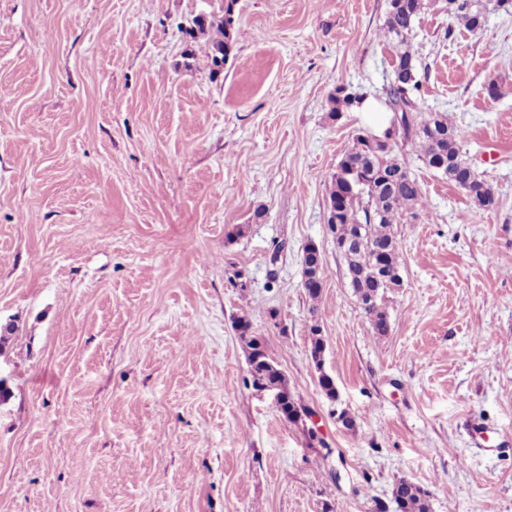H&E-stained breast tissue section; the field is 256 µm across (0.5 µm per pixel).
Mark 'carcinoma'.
Wrapping results in <instances>:
<instances>
[{
  "instance_id": "obj_1",
  "label": "carcinoma",
  "mask_w": 512,
  "mask_h": 512,
  "mask_svg": "<svg viewBox=\"0 0 512 512\" xmlns=\"http://www.w3.org/2000/svg\"><path fill=\"white\" fill-rule=\"evenodd\" d=\"M238 0H224V15L218 20L196 17L193 24L200 32L215 30L208 59L211 71H223L234 49V18ZM423 0H389L384 23V37L394 48L393 64L403 69L404 78L398 83L384 84L379 100L393 112L396 122L393 141L386 146L360 134L356 143L336 166L330 181L326 220L336 240V250L346 261L353 293L367 316L373 336L387 335L388 304L392 295L403 286L399 255L401 244L392 227L406 214L418 217L427 209V201L419 181L406 163L395 154L399 144H409L418 152V159L429 169L438 170L445 164L442 175L483 210H493L498 199L468 157L458 128L448 122L443 112L424 108L422 81L416 57L410 48L415 21ZM448 15L470 30H477V19L486 18L488 0H447ZM364 96H351L343 86L331 95V113L350 109ZM249 322L237 323L240 336L250 349L248 361L256 362L252 386L257 391L276 387L288 395L280 410L283 417L296 424L302 420L304 408L289 397L288 381L276 367L258 340L246 336ZM312 356L317 368H322L325 342L317 326L311 328ZM392 498L398 512H432L430 492L406 479L393 486Z\"/></svg>"
}]
</instances>
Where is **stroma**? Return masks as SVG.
Returning <instances> with one entry per match:
<instances>
[{"instance_id":"obj_1","label":"stroma","mask_w":512,"mask_h":512,"mask_svg":"<svg viewBox=\"0 0 512 512\" xmlns=\"http://www.w3.org/2000/svg\"><path fill=\"white\" fill-rule=\"evenodd\" d=\"M223 7L0 0V512H397L401 478L433 512H512V8L472 32L425 0L415 24L424 104L499 204L402 151L428 209L394 227L403 286L377 339L326 204L364 130L330 95L387 82V0H238L215 74L190 28ZM241 318L311 426L253 389ZM468 434L471 442L488 454H494L506 441V436L499 429L484 422H470Z\"/></svg>"}]
</instances>
